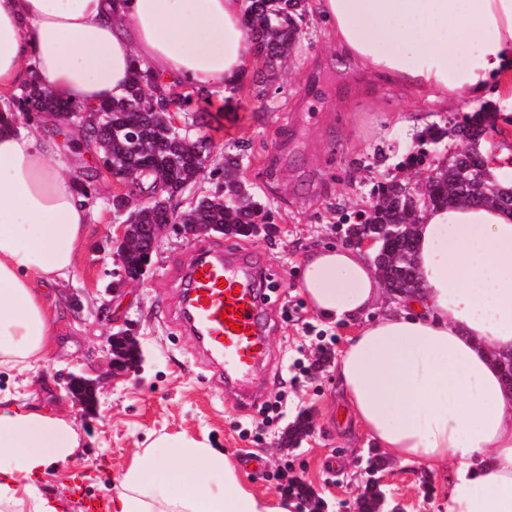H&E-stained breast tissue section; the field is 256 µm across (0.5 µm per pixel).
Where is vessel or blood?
<instances>
[{
	"mask_svg": "<svg viewBox=\"0 0 512 512\" xmlns=\"http://www.w3.org/2000/svg\"><path fill=\"white\" fill-rule=\"evenodd\" d=\"M261 271L230 248H202L185 273V318L224 360L226 373L245 379L264 350ZM238 330H231L230 321Z\"/></svg>",
	"mask_w": 512,
	"mask_h": 512,
	"instance_id": "vessel-or-blood-1",
	"label": "vessel or blood"
}]
</instances>
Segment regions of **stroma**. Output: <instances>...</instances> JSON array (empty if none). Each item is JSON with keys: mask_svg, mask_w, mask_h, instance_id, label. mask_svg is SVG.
I'll list each match as a JSON object with an SVG mask.
<instances>
[{"mask_svg": "<svg viewBox=\"0 0 512 512\" xmlns=\"http://www.w3.org/2000/svg\"><path fill=\"white\" fill-rule=\"evenodd\" d=\"M305 7L300 45L282 62L274 86L259 92L246 76L232 96L217 91L208 103L177 113L193 138L205 140L211 165L247 145L243 177L274 213V236L210 233L204 240L234 242L270 273L266 351L249 387L262 402L284 394V414L263 441L246 438L256 408H238L223 363L183 327V270L197 255L196 241L166 230L143 279L113 291L121 219L112 213V197L120 187L98 176L99 150L80 144L74 173L96 174L97 193L73 275L47 292L56 311L51 352L34 371L0 368L1 401L66 415L82 442L79 457L52 463L30 480L29 492L49 499L56 512H91L96 502L112 512L115 480L132 456L160 435L182 432L224 450L254 493L285 501L289 512L300 510L296 498H282L277 489L282 464L324 503L323 512H358L374 460L392 504L404 512H445V471L398 462L362 429L338 424L345 400L336 363L353 328L313 314L299 288L303 254L341 246L343 217L369 204L376 182L414 149L420 133L414 118L429 125L444 114L426 92L371 88L354 66L337 70L336 42L316 0ZM121 329L138 345L137 368L100 384L95 405L79 403L66 388L68 376L98 378L110 361L108 342ZM302 415L310 429L289 445L288 430Z\"/></svg>", "mask_w": 512, "mask_h": 512, "instance_id": "obj_1", "label": "stroma"}]
</instances>
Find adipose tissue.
Here are the masks:
<instances>
[{"mask_svg":"<svg viewBox=\"0 0 512 512\" xmlns=\"http://www.w3.org/2000/svg\"><path fill=\"white\" fill-rule=\"evenodd\" d=\"M245 0H0V367L50 349L48 285L68 279L92 211L57 138L20 123L29 86L89 109L123 99L135 71L163 87L235 88L256 53ZM339 62L445 112L461 98L512 107V0H317ZM418 292L361 327L336 364L356 425L403 463L448 470L447 512H512V211L456 201L415 227ZM302 293L357 320L381 276L360 250L302 258ZM69 421L0 410V512H54L18 487L77 453ZM112 512H282L236 463L188 433L161 435L121 472Z\"/></svg>","mask_w":512,"mask_h":512,"instance_id":"adipose-tissue-1","label":"adipose tissue"}]
</instances>
